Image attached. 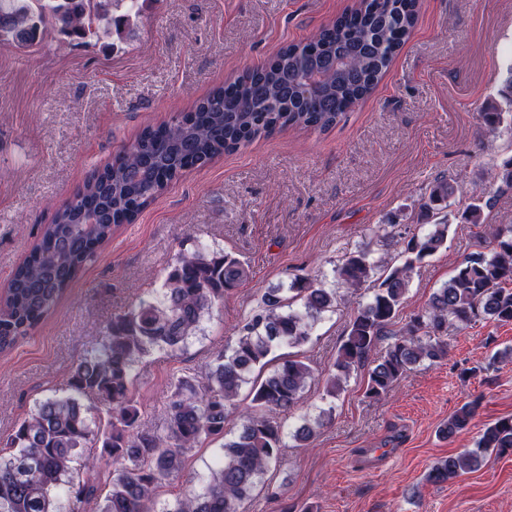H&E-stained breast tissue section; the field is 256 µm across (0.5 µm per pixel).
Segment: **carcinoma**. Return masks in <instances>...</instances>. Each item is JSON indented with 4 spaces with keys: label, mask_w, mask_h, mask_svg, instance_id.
<instances>
[{
    "label": "carcinoma",
    "mask_w": 512,
    "mask_h": 512,
    "mask_svg": "<svg viewBox=\"0 0 512 512\" xmlns=\"http://www.w3.org/2000/svg\"><path fill=\"white\" fill-rule=\"evenodd\" d=\"M147 0H0V44L26 50L47 28L70 41L116 34L141 14ZM418 0H360L330 25L283 48L273 59L214 89L190 110L143 128L112 162L93 172L42 227L0 298V353L11 351L47 319L71 283L95 262L117 227L132 223L168 186L226 152L283 128L327 132L383 79L415 24ZM504 111L486 104L482 119L499 129ZM457 187L436 179L421 206L430 215ZM484 224L481 197L459 215ZM449 217L424 235L403 237L402 262L388 266L369 302L354 313L326 380L335 397L341 379L368 366L366 396L388 393L414 366L448 356V329L476 319L512 322V225L493 232L494 254L476 253L431 296L424 311L393 329L416 265L446 244ZM367 254L347 256L338 279L359 288L373 277ZM246 276L230 253L197 249L180 254L166 271L162 292L112 315L101 349L78 360L68 383L73 394L49 397L19 421L0 454V512H87L98 485L78 469L112 465L101 512H156V492L181 478L186 455L206 440L227 435L235 399L248 387L250 404L224 442L202 491H190L164 512H240L284 447V428L272 417L296 406L311 378L299 355L275 359L274 348L308 341L312 321L336 307V290L295 278L270 288L245 318L233 343L208 372L180 379L166 404L165 432L143 428L135 397V365L153 350L185 347L205 314ZM302 308H292L293 302ZM387 344L376 359L370 353ZM477 403L459 407L439 429L445 439L469 430ZM512 454V417L488 424L476 450L434 463L426 481L443 484L473 469L481 455Z\"/></svg>",
    "instance_id": "carcinoma-1"
}]
</instances>
